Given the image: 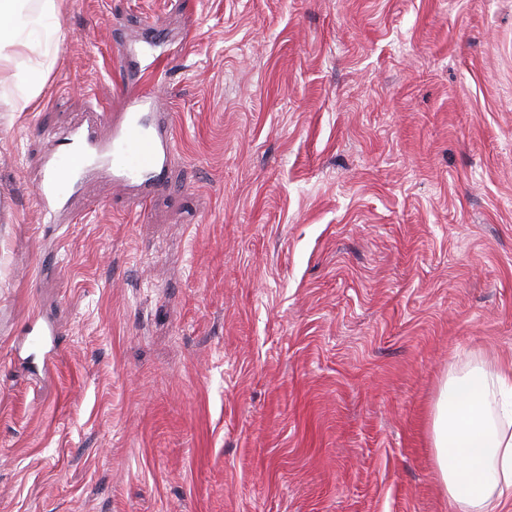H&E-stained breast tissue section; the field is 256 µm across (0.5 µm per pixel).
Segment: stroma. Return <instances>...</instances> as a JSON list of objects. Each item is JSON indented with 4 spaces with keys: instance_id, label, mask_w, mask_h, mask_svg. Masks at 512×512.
Wrapping results in <instances>:
<instances>
[{
    "instance_id": "stroma-1",
    "label": "stroma",
    "mask_w": 512,
    "mask_h": 512,
    "mask_svg": "<svg viewBox=\"0 0 512 512\" xmlns=\"http://www.w3.org/2000/svg\"><path fill=\"white\" fill-rule=\"evenodd\" d=\"M60 21L41 95L0 112V512H454L440 390L512 363V0ZM137 82L172 116L166 179L138 212L93 171L48 223L45 135ZM35 323L59 331L39 372Z\"/></svg>"
}]
</instances>
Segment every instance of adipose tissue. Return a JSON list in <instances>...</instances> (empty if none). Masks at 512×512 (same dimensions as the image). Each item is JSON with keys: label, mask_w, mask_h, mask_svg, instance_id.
Instances as JSON below:
<instances>
[{"label": "adipose tissue", "mask_w": 512, "mask_h": 512, "mask_svg": "<svg viewBox=\"0 0 512 512\" xmlns=\"http://www.w3.org/2000/svg\"><path fill=\"white\" fill-rule=\"evenodd\" d=\"M62 0H0V111L21 112L43 89L63 33ZM432 443L454 512H496L512 500V365L449 371L436 402Z\"/></svg>", "instance_id": "adipose-tissue-1"}]
</instances>
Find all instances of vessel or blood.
I'll use <instances>...</instances> for the list:
<instances>
[{
    "label": "vessel or blood",
    "mask_w": 512,
    "mask_h": 512,
    "mask_svg": "<svg viewBox=\"0 0 512 512\" xmlns=\"http://www.w3.org/2000/svg\"><path fill=\"white\" fill-rule=\"evenodd\" d=\"M156 103L155 90H141L127 96L120 115L96 112L91 122L47 138L45 173L37 194L45 217L53 220L61 214L70 192L93 163L109 168L117 181L137 186L154 184L166 175L175 153L170 125L145 120ZM102 127L111 130L104 141L97 137Z\"/></svg>",
    "instance_id": "vessel-or-blood-1"
}]
</instances>
